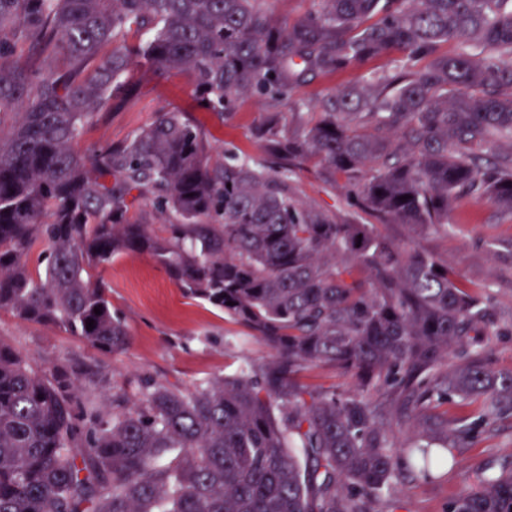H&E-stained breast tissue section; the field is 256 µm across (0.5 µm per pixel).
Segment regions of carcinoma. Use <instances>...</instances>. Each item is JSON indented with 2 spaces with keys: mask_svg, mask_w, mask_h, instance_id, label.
I'll list each match as a JSON object with an SVG mask.
<instances>
[{
  "mask_svg": "<svg viewBox=\"0 0 512 512\" xmlns=\"http://www.w3.org/2000/svg\"><path fill=\"white\" fill-rule=\"evenodd\" d=\"M318 2L288 24L267 0H0V310L117 356L131 336L92 271L148 253L275 352L192 391L143 376L108 411L78 392L95 372L38 371L0 341V512H371L402 473L430 482L512 418V372L480 344L498 325L491 301L421 246L303 206L294 187L315 160L351 208L420 233L460 197L512 213V154L487 157L512 141V0ZM382 56L391 69L324 95L314 122L253 128L278 170L209 167L175 110L118 147L75 150L135 66L186 74L201 109L229 113ZM135 190L175 222L133 221ZM320 367L352 387L309 389ZM451 398L477 415L448 419ZM448 512H512V460Z\"/></svg>",
  "mask_w": 512,
  "mask_h": 512,
  "instance_id": "obj_1",
  "label": "carcinoma"
}]
</instances>
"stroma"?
<instances>
[{"label":"stroma","instance_id":"1","mask_svg":"<svg viewBox=\"0 0 512 512\" xmlns=\"http://www.w3.org/2000/svg\"><path fill=\"white\" fill-rule=\"evenodd\" d=\"M361 79V71L354 69L317 76L297 88L290 99L246 96L235 112L221 115L198 107L187 76H160L139 68L135 71V91L116 101L111 112L94 115L76 148L90 153L122 144L152 123L158 113L177 110L195 122L208 142L209 164L223 163L230 152L268 165L272 159L265 144L251 134L254 124L273 119L282 128H295L311 121L310 105L323 94ZM294 185L303 204L342 216L350 211L341 189L322 178L318 164L298 171ZM379 230L398 241L419 244L455 268L465 286L491 294L498 314V333L486 337L484 344L495 370L512 371V253L506 249L512 244V215L490 202L466 197L449 209L447 232L420 236L402 224H383ZM98 275L110 290L113 312L122 318L132 336L123 354L101 355L63 329L24 322L7 311H0V339L36 369L51 368L63 359L99 365L102 381L84 388L86 395L99 402L112 392L133 390L144 375L186 391L246 366H264L272 358L263 343L249 337L246 329L223 312L185 296L149 254L120 255ZM507 459H512V419L498 423L491 432L460 449L457 466L437 479H400L394 490L375 504V512H448L450 501L473 486L488 463Z\"/></svg>","mask_w":512,"mask_h":512}]
</instances>
